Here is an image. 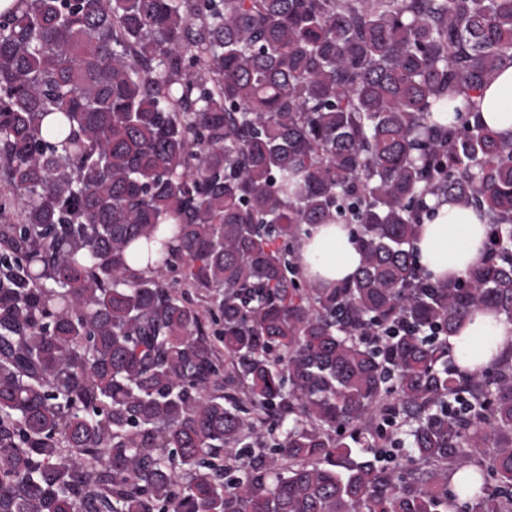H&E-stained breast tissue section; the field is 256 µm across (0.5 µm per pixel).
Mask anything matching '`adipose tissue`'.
I'll return each mask as SVG.
<instances>
[{
  "mask_svg": "<svg viewBox=\"0 0 512 512\" xmlns=\"http://www.w3.org/2000/svg\"><path fill=\"white\" fill-rule=\"evenodd\" d=\"M484 123L499 133H512V49L506 51L475 98ZM490 227L473 208L454 199L436 204L433 219L422 224L414 242L418 261L432 278L445 282L461 277L483 257ZM304 277L315 287L329 288L349 280L362 257L344 224H319L299 245ZM461 368L473 371L497 364L512 355V322L492 309L467 317L448 339Z\"/></svg>",
  "mask_w": 512,
  "mask_h": 512,
  "instance_id": "adipose-tissue-1",
  "label": "adipose tissue"
}]
</instances>
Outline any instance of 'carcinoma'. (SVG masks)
Listing matches in <instances>:
<instances>
[{
  "mask_svg": "<svg viewBox=\"0 0 512 512\" xmlns=\"http://www.w3.org/2000/svg\"><path fill=\"white\" fill-rule=\"evenodd\" d=\"M510 48L512 0L0 13V512H512V361L448 349L512 321V134L474 101ZM449 196L489 245L429 283ZM340 221L361 268L316 288L299 240ZM512 322L492 309L467 317L448 346L461 368L473 371L493 366L512 354Z\"/></svg>",
  "mask_w": 512,
  "mask_h": 512,
  "instance_id": "carcinoma-1",
  "label": "carcinoma"
}]
</instances>
